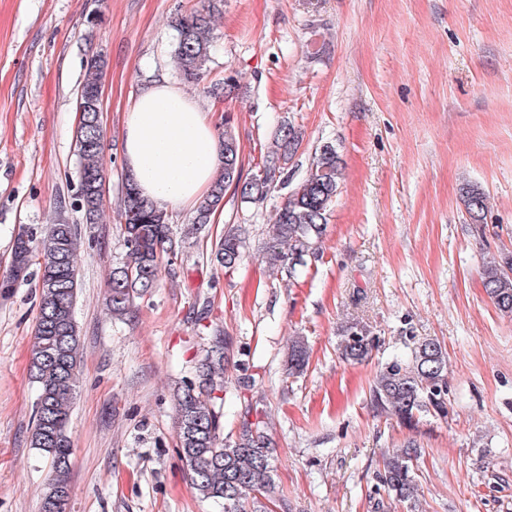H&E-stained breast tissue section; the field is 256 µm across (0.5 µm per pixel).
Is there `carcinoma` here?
I'll return each instance as SVG.
<instances>
[{"label":"carcinoma","mask_w":512,"mask_h":512,"mask_svg":"<svg viewBox=\"0 0 512 512\" xmlns=\"http://www.w3.org/2000/svg\"><path fill=\"white\" fill-rule=\"evenodd\" d=\"M223 0H207L201 8L178 16L174 59L180 75L188 82L203 78L210 57L211 24L221 12ZM104 62L92 56L79 86L86 97L102 85ZM301 131L292 124L280 126L272 146L265 152L262 167L266 175L242 179L241 147L234 131L233 117L224 116L222 171L210 192L199 201L192 229L199 231L211 222L230 187H235L244 203L262 204L278 187L288 189L282 205L275 211L272 238L265 264L272 275L294 269L297 257L318 255L320 239L328 213L343 180V163L336 147H319L310 168L296 184H291L288 163L297 153ZM75 147L79 158V208L86 224L102 219L99 178L104 174V143L100 118L85 113L78 124ZM460 199L475 231L486 223L487 194L472 183L460 188ZM120 230L127 248L126 259L112 268L107 281L112 317L127 315L136 300L158 287L163 262H171L184 249V239L172 232L166 210L139 193L131 177H126ZM77 228L73 224H52L36 234L17 235L12 248L15 263L0 288L12 289L27 280L32 262L39 269L40 299L29 361V376L37 388L36 421L30 446L47 454L50 478L41 512H65L70 494V456L73 441L69 432V412L80 366V336L74 318L78 279L76 256ZM243 241L229 230L216 241L210 261L230 269L243 260ZM483 287L496 308L512 316V253L487 264ZM377 346L369 326L352 322L342 329L338 343L340 357L348 362L367 360ZM234 351L233 338L221 329L214 330L209 346L196 367L197 382H186L176 399L177 447L186 476L197 494L205 500L224 503V512H262L259 498L276 495L273 480L271 441L265 422L245 414L238 431L224 435L222 415L215 400L226 389V371ZM310 362L305 340H291L288 376L304 373ZM448 354L433 339L414 345L408 362L389 363L375 374L370 387L374 406L414 426L419 416L432 411L447 414L446 391ZM421 449L413 440L385 458L377 474L380 485L399 502L414 500L417 488L415 462ZM252 501L253 510L245 508Z\"/></svg>","instance_id":"obj_1"}]
</instances>
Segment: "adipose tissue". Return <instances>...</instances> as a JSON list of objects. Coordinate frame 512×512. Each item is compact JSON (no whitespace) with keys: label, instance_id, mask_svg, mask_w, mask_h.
Returning a JSON list of instances; mask_svg holds the SVG:
<instances>
[{"label":"adipose tissue","instance_id":"obj_1","mask_svg":"<svg viewBox=\"0 0 512 512\" xmlns=\"http://www.w3.org/2000/svg\"><path fill=\"white\" fill-rule=\"evenodd\" d=\"M121 139L127 173L144 196L182 210L208 193L221 161L218 126L166 77L141 90L124 112Z\"/></svg>","mask_w":512,"mask_h":512}]
</instances>
